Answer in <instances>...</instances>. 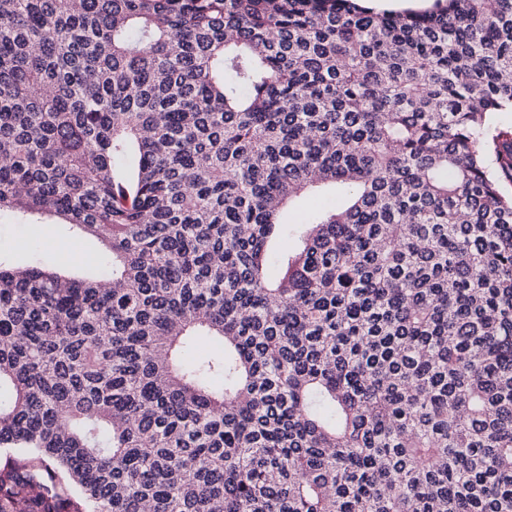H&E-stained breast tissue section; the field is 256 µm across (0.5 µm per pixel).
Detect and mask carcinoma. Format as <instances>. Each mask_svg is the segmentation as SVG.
Returning a JSON list of instances; mask_svg holds the SVG:
<instances>
[{"label": "carcinoma", "mask_w": 512, "mask_h": 512, "mask_svg": "<svg viewBox=\"0 0 512 512\" xmlns=\"http://www.w3.org/2000/svg\"><path fill=\"white\" fill-rule=\"evenodd\" d=\"M499 112L512 0H0V222L112 253L0 260V512H512Z\"/></svg>", "instance_id": "obj_1"}]
</instances>
